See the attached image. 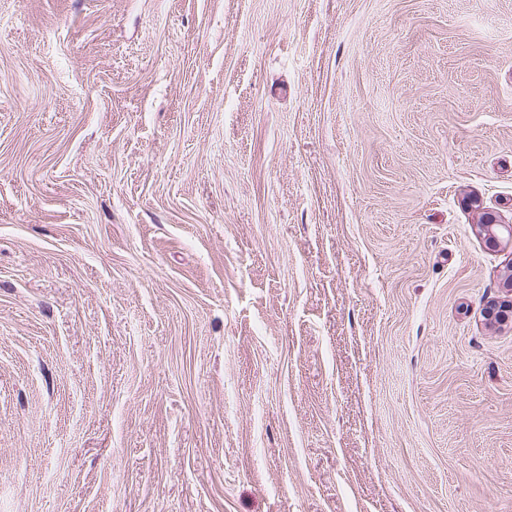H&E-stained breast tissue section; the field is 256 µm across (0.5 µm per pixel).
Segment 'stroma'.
I'll return each mask as SVG.
<instances>
[{"label": "stroma", "mask_w": 512, "mask_h": 512, "mask_svg": "<svg viewBox=\"0 0 512 512\" xmlns=\"http://www.w3.org/2000/svg\"><path fill=\"white\" fill-rule=\"evenodd\" d=\"M512 0H0V512H512ZM480 226V232L483 235L485 244L490 249H498L502 245L503 236L502 231L505 230L508 236L507 245L512 243V226H505L498 224L497 217L490 212L484 213L482 218V224ZM502 290L510 295V300H505L502 304L497 302L489 303L484 309V317L486 320L494 321L500 324H506L508 317L507 311L512 309V277L506 279L502 285Z\"/></svg>", "instance_id": "1"}]
</instances>
